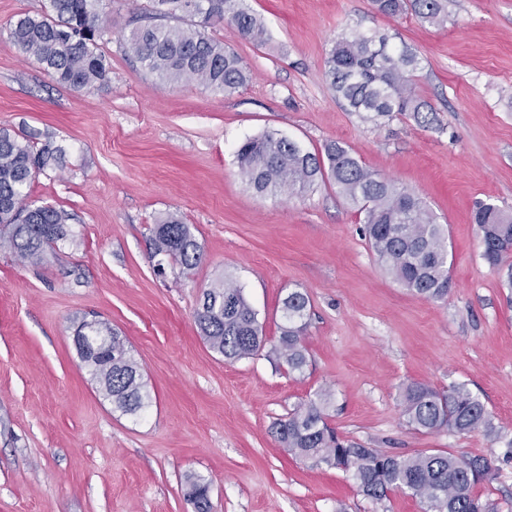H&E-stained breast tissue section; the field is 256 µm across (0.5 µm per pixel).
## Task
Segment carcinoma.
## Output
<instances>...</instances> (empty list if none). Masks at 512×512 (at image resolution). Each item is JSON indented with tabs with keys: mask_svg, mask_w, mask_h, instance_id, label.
I'll use <instances>...</instances> for the list:
<instances>
[{
	"mask_svg": "<svg viewBox=\"0 0 512 512\" xmlns=\"http://www.w3.org/2000/svg\"><path fill=\"white\" fill-rule=\"evenodd\" d=\"M383 15L411 12L423 22L442 26L448 21V0H372ZM155 23L131 30L125 49L147 72L165 85L193 79L224 93L249 79L242 58L211 37L214 23L235 27L241 37L266 41L262 22L245 0H153ZM197 16L198 24L184 28L161 23L165 18ZM109 31L103 0H49L38 13H22L10 24L9 39L24 55L34 58L57 84L86 89L110 79L111 67L98 51ZM420 58L406 47L388 46L375 32L352 30L336 41L324 62V78L348 112L380 124L396 112H411L420 123L436 120L432 109L415 92L413 76ZM62 149L30 140L0 128V247L32 264L40 263L58 242L74 237L70 215L52 205L28 200L27 188L37 174L58 163ZM239 174L260 195H298L325 178L362 215V232L377 261L409 292L427 300L448 295V238L436 216L414 192L365 167L339 142L322 152L304 151L294 140L276 133L249 138L236 150ZM474 222L483 244V257L503 271L502 286L512 289V214L491 202L476 205ZM153 255L184 270L196 268L203 251L190 225L174 215L152 229ZM205 312L196 321L210 348L233 362L264 347L258 313L233 280L224 279L203 292ZM310 304L295 290L282 301L285 324L273 353L291 372L307 363L303 319ZM89 345L76 347L102 396L113 408L136 415L149 400L140 367L127 341L106 325L86 324ZM332 393L324 388L315 398L297 404L274 426L277 440L288 451L330 469H350L359 491L376 503L394 491L408 490L424 501L429 512H494L492 503L474 492L495 473L480 456H460L444 450H421L390 455L346 441L327 421ZM402 415L418 432L448 429L457 433L496 432L484 403L464 385L437 390L410 382L400 394ZM194 512H211L210 486L200 476L185 481Z\"/></svg>",
	"mask_w": 512,
	"mask_h": 512,
	"instance_id": "carcinoma-1",
	"label": "carcinoma"
}]
</instances>
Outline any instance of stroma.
Here are the masks:
<instances>
[{"mask_svg":"<svg viewBox=\"0 0 512 512\" xmlns=\"http://www.w3.org/2000/svg\"><path fill=\"white\" fill-rule=\"evenodd\" d=\"M246 2L265 43L210 29L250 72L225 94L161 85L126 54L152 0H104L111 80L83 92L52 82L8 39L10 21L47 0H0V127L63 148L28 193L68 211L80 239L34 265L0 249V512H194L191 474L210 481L213 512H427L401 491L375 503L351 473L283 448L274 422L322 388L331 425L363 447L488 459L496 477L475 491L512 512V305L473 221L480 200L512 212V0H448L441 28L379 14L371 0ZM353 29L416 51L432 125L405 112L377 126L343 109L323 65ZM267 132L312 153L340 142L426 201L452 247L447 297L415 296L389 275L332 182L292 197L249 189L235 151ZM169 214L204 256L190 273L160 276L152 228ZM227 276L268 339L232 363L195 323L204 289ZM294 290L311 307L308 364L292 373L271 347ZM83 321L125 336L145 410L122 414L99 394L72 341ZM410 382L466 385L498 435L414 431L400 406Z\"/></svg>","mask_w":512,"mask_h":512,"instance_id":"1","label":"stroma"}]
</instances>
